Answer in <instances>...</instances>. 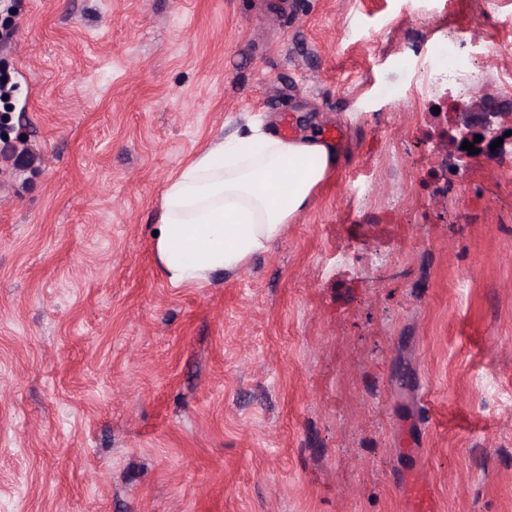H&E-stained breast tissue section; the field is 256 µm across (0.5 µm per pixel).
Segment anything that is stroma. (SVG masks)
Masks as SVG:
<instances>
[{
  "instance_id": "35a3bbf8",
  "label": "stroma",
  "mask_w": 512,
  "mask_h": 512,
  "mask_svg": "<svg viewBox=\"0 0 512 512\" xmlns=\"http://www.w3.org/2000/svg\"><path fill=\"white\" fill-rule=\"evenodd\" d=\"M461 63L512 104V0ZM485 0H8L0 512H512V154L437 189L423 65ZM342 129L270 247L162 272L168 184Z\"/></svg>"
}]
</instances>
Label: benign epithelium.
I'll return each mask as SVG.
<instances>
[{
	"mask_svg": "<svg viewBox=\"0 0 512 512\" xmlns=\"http://www.w3.org/2000/svg\"><path fill=\"white\" fill-rule=\"evenodd\" d=\"M481 141L474 142L475 137ZM503 139L501 146L491 150L492 142ZM469 142L479 149V155L487 158L502 157L512 153V118L499 111V106L490 98L475 102L459 113L455 124V133L449 141V162L441 165L442 170L453 166L464 169L476 154L462 149L463 142Z\"/></svg>",
	"mask_w": 512,
	"mask_h": 512,
	"instance_id": "1",
	"label": "benign epithelium"
}]
</instances>
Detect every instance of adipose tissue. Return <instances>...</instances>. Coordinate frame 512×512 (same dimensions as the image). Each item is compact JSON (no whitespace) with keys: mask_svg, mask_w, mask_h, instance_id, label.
I'll return each instance as SVG.
<instances>
[{"mask_svg":"<svg viewBox=\"0 0 512 512\" xmlns=\"http://www.w3.org/2000/svg\"><path fill=\"white\" fill-rule=\"evenodd\" d=\"M247 141L249 156L237 142L219 143L167 186L156 251L170 283L205 281L267 249L341 157L312 137L288 142L258 132Z\"/></svg>","mask_w":512,"mask_h":512,"instance_id":"adipose-tissue-1","label":"adipose tissue"}]
</instances>
